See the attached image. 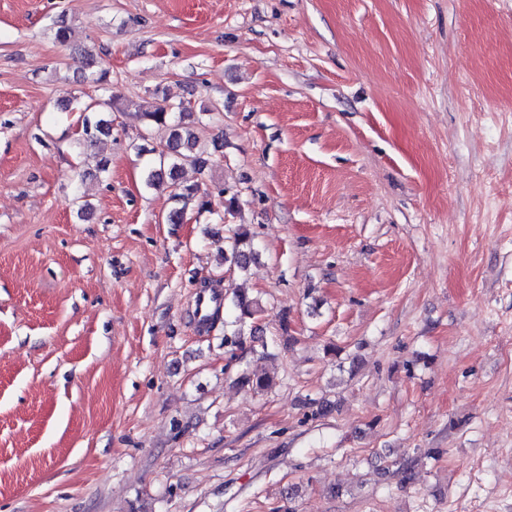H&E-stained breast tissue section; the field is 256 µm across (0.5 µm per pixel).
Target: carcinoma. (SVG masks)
<instances>
[{
  "instance_id": "1",
  "label": "carcinoma",
  "mask_w": 512,
  "mask_h": 512,
  "mask_svg": "<svg viewBox=\"0 0 512 512\" xmlns=\"http://www.w3.org/2000/svg\"><path fill=\"white\" fill-rule=\"evenodd\" d=\"M141 115L157 127L170 128V134L165 143L160 145L155 166L148 170L146 183L155 186L165 183V178H170V198L176 202H187L193 198L199 199L198 208L205 210L209 206L206 196L200 194L196 184L185 185L176 179L178 171L186 166L201 170L208 162L209 150L206 144L200 142L192 131L179 129V124L171 123L172 114L180 115L193 110L191 102L180 101L171 103L167 99L153 98V101L139 105ZM112 103L103 102L98 105L84 104L79 111L86 113L83 121L82 137L86 142H91L99 135L104 134L112 127V119L104 118L106 114H112ZM230 255L224 257L243 271L255 258V252L250 241V232L244 225H239L234 232L229 245ZM231 307L235 312V320L231 322V328L224 329V343L230 346H241L244 343L243 326L247 321L258 315L262 308L254 300H249L243 295H236L231 300ZM237 383L255 392H265L275 385V377L271 374L262 375L241 373Z\"/></svg>"
}]
</instances>
